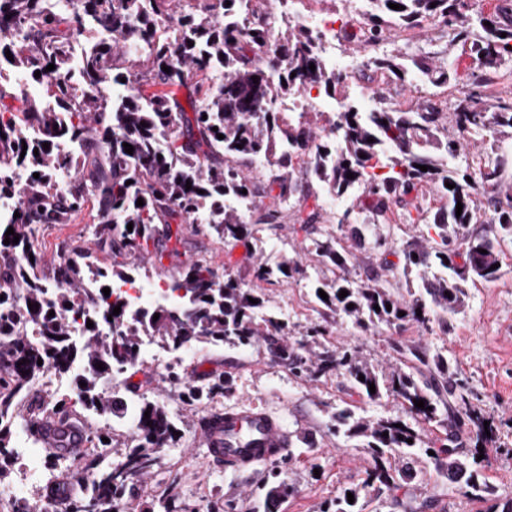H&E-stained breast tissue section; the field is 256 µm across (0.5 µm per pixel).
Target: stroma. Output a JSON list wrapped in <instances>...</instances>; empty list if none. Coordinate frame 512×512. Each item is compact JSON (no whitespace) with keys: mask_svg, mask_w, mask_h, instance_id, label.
<instances>
[{"mask_svg":"<svg viewBox=\"0 0 512 512\" xmlns=\"http://www.w3.org/2000/svg\"><path fill=\"white\" fill-rule=\"evenodd\" d=\"M415 42L423 48L448 51L452 76L448 83L437 87L390 84L384 88L386 101L404 110L424 98L455 104L472 78L473 66L466 47L447 48L430 26ZM497 159L502 162L504 182L512 184V136L494 144L481 133L466 135L453 164L475 169ZM93 214L88 208L72 223L44 226L37 234L38 248L52 260L70 245L93 248L94 239L89 233ZM294 223V211H285L279 225H262L257 242L247 246L225 244L208 234L188 230L179 247L183 259H206L217 272L231 271L246 285L252 282L255 257L270 261L283 256L299 261L302 271L288 284L262 287L270 307L286 323L291 343L320 322L314 289L318 279L332 275L329 265L306 253L308 236L294 232ZM500 260L502 277L494 282L467 284L465 305L449 314L447 328L437 327L428 333L413 328L402 334L382 326L378 331L366 332L344 317L328 327L327 346L357 350L382 369L396 365L390 342L401 334L430 353L443 355L448 360V379L463 383L473 404L493 420L498 451L488 466L478 469V480L485 487L483 498H471L450 485L422 455L417 474L407 485L408 492L422 504V512H491V505L512 501V242L503 244ZM180 373L202 383L226 378L230 389L217 391L206 406L189 407L181 403L176 387L157 379L152 367L130 375V386L147 385L148 399L166 404L176 414L182 437L176 447L161 453L153 473L129 492V499L150 498L156 507L166 506L171 512H220L228 500L236 502L239 512H264L261 487L270 480L267 467L261 464L244 473L215 468L197 436L198 422L208 411L234 409L248 401L267 408L290 435H307L315 441L314 447L295 455L288 472L290 492L280 503L279 512H322L325 505L351 489L360 492V512H405L390 493L379 495L364 489V479L373 463L371 451L364 448L361 439L334 433L331 422L332 414L346 406L356 416L372 420L405 416V408L394 398L367 399L350 390L340 375L296 376L273 360L262 342L235 350L201 346L196 363L181 367Z\"/></svg>","mask_w":512,"mask_h":512,"instance_id":"35a3bbf8","label":"stroma"}]
</instances>
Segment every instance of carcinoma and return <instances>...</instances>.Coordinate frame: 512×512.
Returning <instances> with one entry per match:
<instances>
[{
	"label": "carcinoma",
	"mask_w": 512,
	"mask_h": 512,
	"mask_svg": "<svg viewBox=\"0 0 512 512\" xmlns=\"http://www.w3.org/2000/svg\"><path fill=\"white\" fill-rule=\"evenodd\" d=\"M50 2L0 0V60L13 56L12 65L26 70L33 81L48 83L57 103L52 111L32 102L20 118L0 111V199L15 200L13 211L19 213L0 222V481L7 475L4 459L15 424H25L28 434L41 443L37 419L26 418L23 408L41 398L38 385L45 369L65 372L77 358L87 375L75 384V397L49 396L42 417L71 420L74 401L112 415L117 410L115 395L98 389L97 378L106 374L116 379L138 361V325L146 320L152 337L175 350L197 343L248 346L262 336L272 356L296 375L343 374L357 393L371 400L384 395L399 400L417 425L434 421L438 405H443L446 433L439 446L431 447V462L435 470L456 477L464 493L482 497L485 488L455 446L456 428L465 422L472 425L477 445L486 453L493 436L485 431H494V426H484L486 418L470 405L462 385L417 379L430 358L406 339L393 341L399 364L379 371L354 352L329 351L320 338L327 333L324 323L335 316L350 318L363 330L385 325L427 331L435 322L446 324L445 315L464 305L461 283L500 278L501 268L492 265L499 263L500 241L512 240V186L503 188L496 163L485 165L476 176L467 169H448V158L456 157L461 145V138L448 136V121H454L462 135L512 131V98L485 101L476 92L466 93L450 114L429 99L407 111L381 106L356 112L346 105L326 119L321 135L304 112L296 121H286L278 101L314 90L330 95L346 78L324 67L307 29L284 18L273 32L271 15L257 13L253 0H76L66 17ZM361 2L365 9L357 13L356 29L346 33L348 39L367 49L402 41L394 50L367 57L386 84L404 83L414 73L434 84L448 82L447 66L436 62L437 53L413 55L409 50L415 43L402 37L427 25L443 32L450 49L469 45L481 83L488 81L490 71L512 65V0H503L488 14L473 10L470 0ZM391 3L404 9L394 10ZM86 31L103 39L82 57L83 82L75 86L68 77L69 42ZM120 36L125 40H118ZM51 63L55 69L46 70ZM311 64L315 69H309ZM164 65L170 71H163ZM119 84L126 87L121 98L102 95ZM181 87L187 91L184 102L176 93ZM30 128L39 136L27 134ZM220 134L224 138H218ZM65 140L73 147L70 154L58 148ZM125 143L133 146V153L125 152ZM297 155L301 171L314 176L331 195L340 198L357 191L353 207L366 217L364 230L371 233V250L380 257L365 276L353 278L346 271L354 254L340 247L336 237L328 232L311 240L306 250L330 263L334 276L316 287L328 295L326 300L316 297L323 324L310 328L294 345L280 341L286 325L278 318L266 314L256 322L266 303L259 289L244 287L227 272L222 282L214 283V269L202 259L183 264L166 285L177 305L162 303L147 312L130 309L115 289V283L140 267L102 271L95 266V256L80 246L61 257L51 276L39 275L44 267L34 245L39 229L70 223L92 199L97 202L98 247L115 255L148 253L157 268L178 252L184 225L204 206L209 211L207 228L219 240L247 245L258 225L280 223L297 189ZM258 157L270 164L264 182L246 172ZM420 165L428 170L418 169ZM35 173L39 177H33ZM349 173L354 178H348ZM448 182L454 188L446 187ZM428 191L441 201L434 212L426 206ZM481 191L493 193L498 216L489 233L469 229L481 223L476 205ZM233 199L250 206L257 199L268 203L248 224L227 205ZM459 203L463 209L458 216ZM394 212L405 223L426 224L429 231L400 249L403 277L414 273L420 280L417 289L409 288L405 295L388 280L395 268L387 259L389 215ZM10 227L14 235L8 237ZM7 237L19 242L6 245ZM482 249L486 253H480ZM299 270V263L290 259L276 266L259 262L252 265V277L279 283ZM89 274L99 279L92 290L85 288ZM53 282L65 287L53 288ZM105 287L110 288L108 296ZM342 290L348 292L343 298ZM251 298L258 303L249 302ZM117 306L121 312L115 315ZM89 310L93 326L82 325L80 341L74 344L73 323ZM401 311L405 315H399ZM166 380L180 384V396L187 397L190 406L209 400L221 386L186 384L172 369ZM416 400L424 401V408L415 406ZM334 421L336 431L362 438L374 453L365 488H404L412 478L410 466L393 469L384 456L397 451L413 458L412 449L425 443L420 431L399 418L368 420L349 409L337 412ZM176 430L166 405L142 402L125 451L70 491L68 512H123L127 487L152 472L159 454L172 447ZM291 459L274 456L268 461L272 483L266 502L271 505L288 495Z\"/></svg>",
	"instance_id": "carcinoma-1"
}]
</instances>
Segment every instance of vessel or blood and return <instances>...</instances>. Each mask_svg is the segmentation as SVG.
<instances>
[{
	"mask_svg": "<svg viewBox=\"0 0 512 512\" xmlns=\"http://www.w3.org/2000/svg\"><path fill=\"white\" fill-rule=\"evenodd\" d=\"M199 434L212 464L230 462L240 471L250 470L270 454H287L291 446L282 423L254 407L211 414Z\"/></svg>",
	"mask_w": 512,
	"mask_h": 512,
	"instance_id": "obj_1",
	"label": "vessel or blood"
}]
</instances>
